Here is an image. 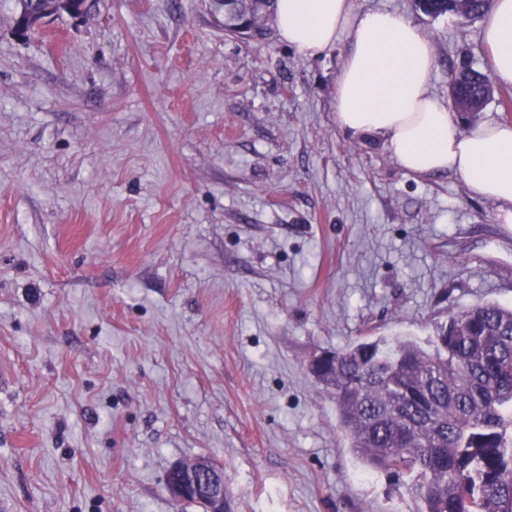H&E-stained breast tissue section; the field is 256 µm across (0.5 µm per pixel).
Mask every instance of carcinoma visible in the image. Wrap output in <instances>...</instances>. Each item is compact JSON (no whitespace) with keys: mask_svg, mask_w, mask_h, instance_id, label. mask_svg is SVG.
I'll return each mask as SVG.
<instances>
[{"mask_svg":"<svg viewBox=\"0 0 512 512\" xmlns=\"http://www.w3.org/2000/svg\"><path fill=\"white\" fill-rule=\"evenodd\" d=\"M276 0H224V31L265 40ZM492 0H415L432 19L479 20ZM489 77L469 64L457 95L485 106ZM312 370L336 396L345 437L372 470L402 478L417 512H512V308L487 302L448 318L421 344L358 341Z\"/></svg>","mask_w":512,"mask_h":512,"instance_id":"obj_1","label":"carcinoma"}]
</instances>
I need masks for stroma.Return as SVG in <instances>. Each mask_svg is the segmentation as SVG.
<instances>
[{"label": "stroma", "instance_id": "1", "mask_svg": "<svg viewBox=\"0 0 512 512\" xmlns=\"http://www.w3.org/2000/svg\"><path fill=\"white\" fill-rule=\"evenodd\" d=\"M89 3L20 40L0 0V512H200L164 490L196 459L234 512H416L309 363L512 307L500 205L337 126L346 36L308 58L219 0ZM350 4L423 28L440 100L488 66L480 21Z\"/></svg>", "mask_w": 512, "mask_h": 512}]
</instances>
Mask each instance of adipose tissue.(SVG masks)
<instances>
[{"label": "adipose tissue", "mask_w": 512, "mask_h": 512, "mask_svg": "<svg viewBox=\"0 0 512 512\" xmlns=\"http://www.w3.org/2000/svg\"><path fill=\"white\" fill-rule=\"evenodd\" d=\"M342 33L348 48L336 77L338 127L381 139L408 172L451 173L473 197L512 208V124L460 128L430 90L434 49L419 25L396 12L353 13L349 0H277L276 36L300 54L317 56ZM482 37L492 80L512 85V0H492Z\"/></svg>", "instance_id": "adipose-tissue-1"}]
</instances>
